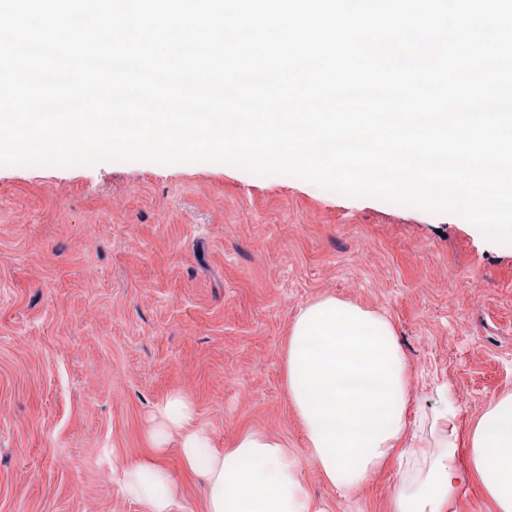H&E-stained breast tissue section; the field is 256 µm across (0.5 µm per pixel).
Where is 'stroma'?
I'll list each match as a JSON object with an SVG mask.
<instances>
[{"label":"stroma","mask_w":512,"mask_h":512,"mask_svg":"<svg viewBox=\"0 0 512 512\" xmlns=\"http://www.w3.org/2000/svg\"><path fill=\"white\" fill-rule=\"evenodd\" d=\"M333 296L385 315L410 420L451 386L467 435L512 390V243L464 218L220 163L0 167V512H141L117 463L149 461L180 391L216 447L304 430L285 393L291 325ZM398 464L329 512H390Z\"/></svg>","instance_id":"obj_1"}]
</instances>
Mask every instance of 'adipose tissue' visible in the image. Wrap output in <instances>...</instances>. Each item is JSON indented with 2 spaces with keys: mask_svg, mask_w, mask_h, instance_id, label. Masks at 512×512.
Returning <instances> with one entry per match:
<instances>
[{
  "mask_svg": "<svg viewBox=\"0 0 512 512\" xmlns=\"http://www.w3.org/2000/svg\"><path fill=\"white\" fill-rule=\"evenodd\" d=\"M284 374L305 432L302 456L280 436L258 431L241 433L233 447H214L186 395L158 405L151 445L160 456L177 451L201 478L205 512H325L301 478L303 464L348 496L394 456L402 468L392 512H446L473 474L495 512H512V392L487 405L467 439L459 437L449 387L410 427L409 367L391 323L333 297L295 318ZM123 490L143 512H178L182 498L181 485L158 464L126 465Z\"/></svg>",
  "mask_w": 512,
  "mask_h": 512,
  "instance_id": "ef3b65f1",
  "label": "adipose tissue"
}]
</instances>
